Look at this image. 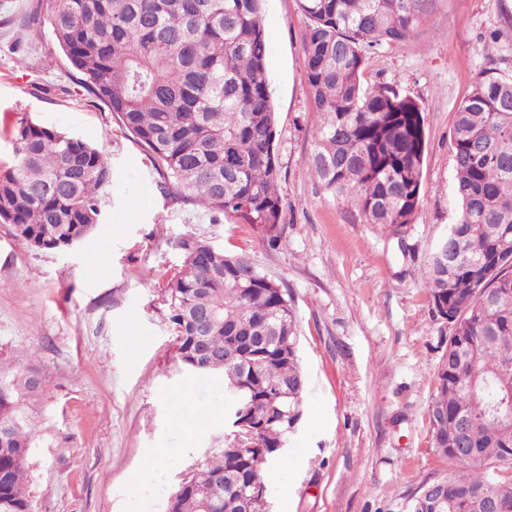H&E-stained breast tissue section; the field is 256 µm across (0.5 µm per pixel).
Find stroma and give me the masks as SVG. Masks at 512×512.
<instances>
[{
	"instance_id": "stroma-1",
	"label": "stroma",
	"mask_w": 512,
	"mask_h": 512,
	"mask_svg": "<svg viewBox=\"0 0 512 512\" xmlns=\"http://www.w3.org/2000/svg\"><path fill=\"white\" fill-rule=\"evenodd\" d=\"M277 116L283 238L213 221L171 199L145 150L77 75L47 29L0 25V117L28 116L92 142L112 166L102 222L64 251H38L0 224V377L37 369L30 491L38 512H165L181 473L204 466L224 432V383L174 363L165 283L185 234L247 255L285 289L299 324L302 419L283 466L265 468L270 512H410L450 463L430 442L428 408L451 326L423 286L432 247L458 216L450 134L488 61L512 47V0H431L411 38L371 54L365 83L423 109L427 151L404 242L362 223L312 178L315 114L305 82L308 20L297 0H264ZM163 449L160 467L138 472Z\"/></svg>"
}]
</instances>
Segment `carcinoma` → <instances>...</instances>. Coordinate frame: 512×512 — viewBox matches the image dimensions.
Here are the masks:
<instances>
[{"instance_id":"1","label":"carcinoma","mask_w":512,"mask_h":512,"mask_svg":"<svg viewBox=\"0 0 512 512\" xmlns=\"http://www.w3.org/2000/svg\"><path fill=\"white\" fill-rule=\"evenodd\" d=\"M264 0H32L20 25L48 26L77 85L103 101L149 153L160 185L213 220L237 216L270 247L282 238L276 113L266 66ZM306 84L317 115L309 168L365 224L404 243L420 204L427 139L418 102L364 84L367 55L410 38L429 0H297ZM499 35L456 112L450 153L460 206L448 264L430 254L425 289L453 333L429 406L430 441L461 465L436 478L448 512H512V73ZM0 224L43 251L85 240L113 171L92 143L24 116L8 129ZM165 290L175 361L224 377L247 398L229 408L220 450L171 489L166 512H266L242 489L264 484L302 413L304 375L288 294L249 257L191 234ZM291 386L283 397L280 388ZM34 371L0 380V512H36L28 491ZM461 448L448 452L451 443Z\"/></svg>"}]
</instances>
